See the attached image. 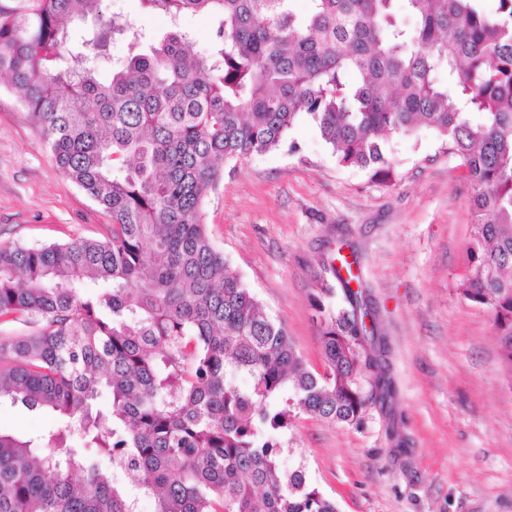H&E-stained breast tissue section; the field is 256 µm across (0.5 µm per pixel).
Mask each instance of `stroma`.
Here are the masks:
<instances>
[{"label": "stroma", "mask_w": 512, "mask_h": 512, "mask_svg": "<svg viewBox=\"0 0 512 512\" xmlns=\"http://www.w3.org/2000/svg\"><path fill=\"white\" fill-rule=\"evenodd\" d=\"M395 179L341 166L300 118L276 149L224 164L203 222L230 269L322 371L318 279L354 256L363 307L393 384L361 425L298 414L283 468L304 467L338 512H512V371L491 313L457 284L473 238L471 186L423 129L388 146ZM109 217L58 169L0 77V243L103 237ZM48 415L0 405V432L33 437Z\"/></svg>", "instance_id": "obj_1"}]
</instances>
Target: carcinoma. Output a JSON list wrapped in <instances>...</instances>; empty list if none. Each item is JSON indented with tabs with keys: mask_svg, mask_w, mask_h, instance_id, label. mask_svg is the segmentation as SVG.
<instances>
[{
	"mask_svg": "<svg viewBox=\"0 0 512 512\" xmlns=\"http://www.w3.org/2000/svg\"><path fill=\"white\" fill-rule=\"evenodd\" d=\"M102 0L0 2V75L63 175L110 218L101 239L0 245V403L58 420L0 433V512H137L109 468L136 475L155 512H337L303 467L282 468L297 413L358 426L390 393L359 292L321 313L324 371L231 271L203 224L226 160L268 152L301 115L339 163L392 179L388 143L426 128L461 160L474 235L464 298L487 308L512 368V0H143L171 29L109 22ZM214 36L186 54L182 16ZM116 35L112 79L96 73ZM245 373L252 387L242 390ZM111 395L96 406L100 391ZM108 55L110 56V63L104 64L99 72V79L103 82H107L112 77V65L116 66L121 64L127 56L128 47L124 40L116 39L109 45Z\"/></svg>",
	"mask_w": 512,
	"mask_h": 512,
	"instance_id": "obj_1",
	"label": "carcinoma"
}]
</instances>
